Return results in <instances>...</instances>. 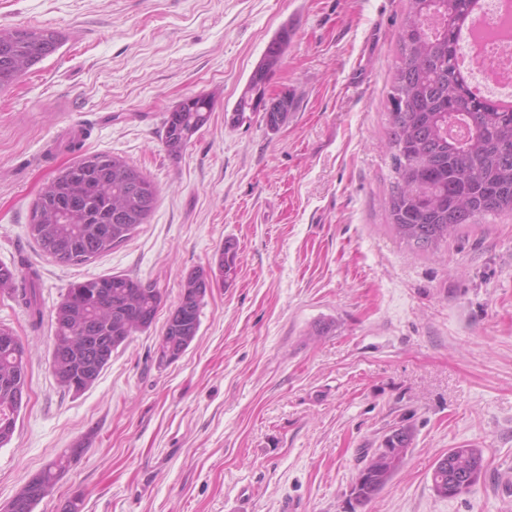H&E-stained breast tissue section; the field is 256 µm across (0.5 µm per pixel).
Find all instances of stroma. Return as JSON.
I'll use <instances>...</instances> for the list:
<instances>
[{
	"instance_id": "obj_1",
	"label": "stroma",
	"mask_w": 512,
	"mask_h": 512,
	"mask_svg": "<svg viewBox=\"0 0 512 512\" xmlns=\"http://www.w3.org/2000/svg\"><path fill=\"white\" fill-rule=\"evenodd\" d=\"M408 0H0V27L39 26L61 48L0 93V263L39 271L47 319L0 293V325L27 349L26 394L0 447V507L67 448L86 449L35 512H512V216L417 254L388 225V93ZM294 36L267 99L291 94L278 132L224 123L268 42ZM213 98L180 158L163 120ZM81 134L156 185L149 223L81 266L53 263L30 208ZM176 361L159 343L183 279L226 240ZM122 274L159 289L158 314L95 383L62 388L48 322L70 284ZM412 431L401 473L370 503L350 488L392 429ZM451 448H480L472 492L438 498Z\"/></svg>"
}]
</instances>
